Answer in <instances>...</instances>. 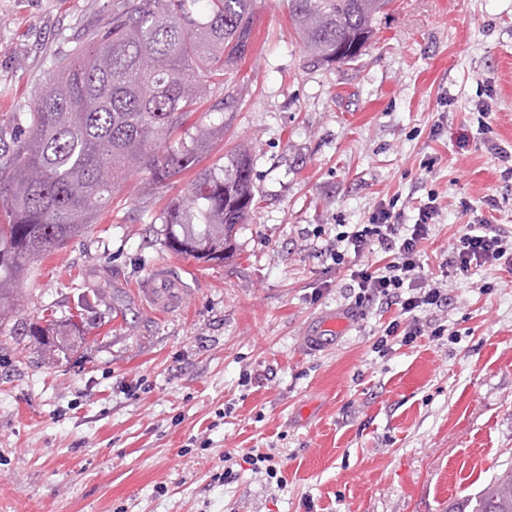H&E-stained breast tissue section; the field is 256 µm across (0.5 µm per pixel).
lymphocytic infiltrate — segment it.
I'll list each match as a JSON object with an SVG mask.
<instances>
[{"instance_id": "f902f5d3", "label": "lymphocytic infiltrate", "mask_w": 512, "mask_h": 512, "mask_svg": "<svg viewBox=\"0 0 512 512\" xmlns=\"http://www.w3.org/2000/svg\"><path fill=\"white\" fill-rule=\"evenodd\" d=\"M440 216L431 200L419 207L414 223L404 224L399 214L382 205L369 214L366 223L336 235V245L330 250L336 264H346L349 256L358 257L372 249L387 257L384 266L363 264L350 274L354 307L379 304L396 308V316L384 328L385 336L399 335L408 343L424 335L441 338L445 325H432L421 314L447 305L457 275L486 265L512 269V235L478 219L467 224L452 247L440 278H426L422 245Z\"/></svg>"}]
</instances>
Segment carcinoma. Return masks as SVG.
Here are the masks:
<instances>
[{"label": "carcinoma", "mask_w": 512, "mask_h": 512, "mask_svg": "<svg viewBox=\"0 0 512 512\" xmlns=\"http://www.w3.org/2000/svg\"><path fill=\"white\" fill-rule=\"evenodd\" d=\"M255 0H117L107 27L89 33L27 112L0 113V325L13 314L19 282L40 257L88 232L132 172L155 186L194 177L158 219L164 247L198 261L227 259L233 233L254 204L253 162L239 151L200 167L224 136L238 94L226 76L246 56ZM389 0H288L308 62L355 61ZM219 115L203 129L192 114ZM34 323L22 335L49 344ZM83 336L76 323L56 343ZM448 512H512V468Z\"/></svg>", "instance_id": "1"}]
</instances>
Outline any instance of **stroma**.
I'll use <instances>...</instances> for the list:
<instances>
[{
	"label": "stroma",
	"mask_w": 512,
	"mask_h": 512,
	"mask_svg": "<svg viewBox=\"0 0 512 512\" xmlns=\"http://www.w3.org/2000/svg\"><path fill=\"white\" fill-rule=\"evenodd\" d=\"M112 3L0 0L14 96L0 113ZM254 12L240 104L205 160H253L232 256L164 250L156 217L186 183L135 172L88 234L37 262L0 325V512H449L512 468V271L459 276L432 316L448 336L394 337L382 355L393 311L350 308L328 252L341 225L382 204L411 224L431 196L427 276L474 214L512 232V184L487 147L512 148V0H389L358 60L332 70L309 65L288 0ZM159 275L182 283L165 307L147 294ZM329 312L348 324L318 335ZM73 314L86 334L67 354L10 336Z\"/></svg>",
	"instance_id": "35a3bbf8"
}]
</instances>
